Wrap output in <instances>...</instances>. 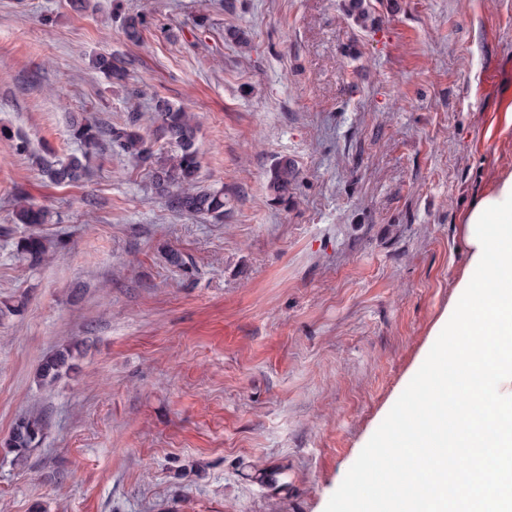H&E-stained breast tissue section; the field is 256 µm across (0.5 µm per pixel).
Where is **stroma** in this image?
Segmentation results:
<instances>
[{"mask_svg": "<svg viewBox=\"0 0 512 512\" xmlns=\"http://www.w3.org/2000/svg\"><path fill=\"white\" fill-rule=\"evenodd\" d=\"M367 2L362 23L345 0H0V126L64 158L72 118L135 115L159 146L163 98L231 198L223 223L186 216L107 149L57 185L0 137V302L20 307L0 316V441L45 419L26 466L0 449V512H324L436 340L467 215L512 173V0ZM19 196L65 242L35 269ZM93 65L95 69L105 75L108 79L115 80L117 82H123L126 80V70L121 65V62L112 56L98 55L93 59ZM297 178L294 163L282 158L270 167L267 173V191L271 201L288 205V190ZM81 354L80 343L74 342L44 357L37 371L39 383L43 386L54 384L64 372L74 368Z\"/></svg>", "mask_w": 512, "mask_h": 512, "instance_id": "1", "label": "stroma"}]
</instances>
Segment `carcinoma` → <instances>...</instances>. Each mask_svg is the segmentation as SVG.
<instances>
[{"label":"carcinoma","mask_w":512,"mask_h":512,"mask_svg":"<svg viewBox=\"0 0 512 512\" xmlns=\"http://www.w3.org/2000/svg\"><path fill=\"white\" fill-rule=\"evenodd\" d=\"M93 65L111 80H126L125 68L111 56L98 55L93 59ZM153 111L160 120V129L167 145L164 151L154 148L145 139L135 119L124 128L75 120L71 124V136L78 145V152L64 159L37 156L35 165L54 184L75 183L86 175L92 158L106 144L116 154L130 155L138 162L149 165L155 194L164 198L171 208L191 217L223 222L230 199L222 186L199 185L197 126L192 113L163 99L154 101ZM0 135L14 141L17 154H31L29 142L20 133L1 127ZM296 178L297 170L292 161L282 158L275 162L267 173V191L271 201L288 204V190ZM14 218L15 223L24 224L29 229L28 234L16 245L17 258L31 268L47 262L50 251L60 245V241L51 240L43 234V225L52 221L51 212L20 200L14 210ZM81 354L80 343L74 342L44 357L37 371L39 383L43 386L54 384L63 373L74 368ZM44 428V420L39 416L23 417L15 422L3 447L13 454L16 464L27 463L30 449L40 442Z\"/></svg>","instance_id":"obj_1"}]
</instances>
